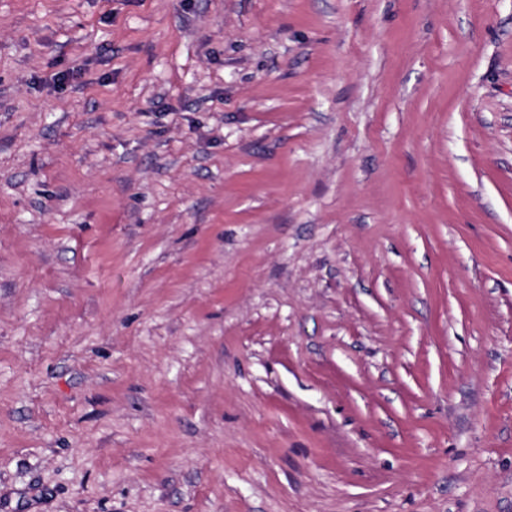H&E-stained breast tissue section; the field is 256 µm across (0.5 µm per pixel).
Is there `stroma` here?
<instances>
[{
  "instance_id": "35a3bbf8",
  "label": "stroma",
  "mask_w": 512,
  "mask_h": 512,
  "mask_svg": "<svg viewBox=\"0 0 512 512\" xmlns=\"http://www.w3.org/2000/svg\"><path fill=\"white\" fill-rule=\"evenodd\" d=\"M0 512H512V0H0Z\"/></svg>"
}]
</instances>
